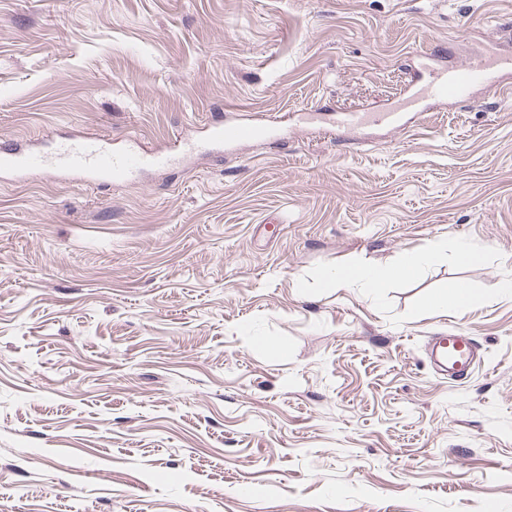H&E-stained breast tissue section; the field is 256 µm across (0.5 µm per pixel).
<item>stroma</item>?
Returning a JSON list of instances; mask_svg holds the SVG:
<instances>
[{
	"label": "stroma",
	"instance_id": "35a3bbf8",
	"mask_svg": "<svg viewBox=\"0 0 512 512\" xmlns=\"http://www.w3.org/2000/svg\"><path fill=\"white\" fill-rule=\"evenodd\" d=\"M506 28L512 0H0V147L177 157L0 174V512H512V89L330 126ZM256 113L285 139L183 155ZM437 239L484 259L326 285ZM451 330L461 381L426 355ZM167 163L163 154L147 155L133 149L112 147V138H67L54 144L48 153L35 148H2L0 171L25 174L53 168L68 174L80 175L88 181L119 183L127 181L147 167ZM431 354L436 372L445 377H461L475 364V351L469 336L455 331L435 336Z\"/></svg>",
	"mask_w": 512,
	"mask_h": 512
}]
</instances>
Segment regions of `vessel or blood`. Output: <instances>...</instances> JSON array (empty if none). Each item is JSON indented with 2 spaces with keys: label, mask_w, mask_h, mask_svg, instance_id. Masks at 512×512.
<instances>
[{
  "label": "vessel or blood",
  "mask_w": 512,
  "mask_h": 512,
  "mask_svg": "<svg viewBox=\"0 0 512 512\" xmlns=\"http://www.w3.org/2000/svg\"><path fill=\"white\" fill-rule=\"evenodd\" d=\"M512 77V51L498 49L493 53L481 51L458 65L441 66L430 71L415 85L402 103L376 112H341L336 117L337 132L377 126L404 129L412 113L427 111L430 102L452 104L470 100L478 86L498 87ZM206 136L214 145L238 146L260 138L276 135L277 129L261 122L215 121L207 125ZM167 162L162 154L147 155L132 149L113 148L111 137L67 138L54 144L52 151L35 148L0 150V171L25 174L52 168L75 174L92 183L127 181L148 167H161ZM431 354L438 374L460 377L475 363V351L470 337L449 332L435 337Z\"/></svg>",
  "instance_id": "b4317fda"
}]
</instances>
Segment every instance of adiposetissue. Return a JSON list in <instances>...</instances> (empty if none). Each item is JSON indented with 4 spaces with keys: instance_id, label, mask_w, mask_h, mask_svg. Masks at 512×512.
<instances>
[{
    "instance_id": "obj_1",
    "label": "adipose tissue",
    "mask_w": 512,
    "mask_h": 512,
    "mask_svg": "<svg viewBox=\"0 0 512 512\" xmlns=\"http://www.w3.org/2000/svg\"><path fill=\"white\" fill-rule=\"evenodd\" d=\"M449 255L454 256L457 262L464 265H473L482 260L481 253L468 244L459 242L451 245L447 240L440 239L430 243L418 254L408 256L402 263L391 267L381 268L358 262L352 266L337 269L330 276L329 285L333 288L358 286L377 289L388 279L412 278L421 266L437 263Z\"/></svg>"
}]
</instances>
